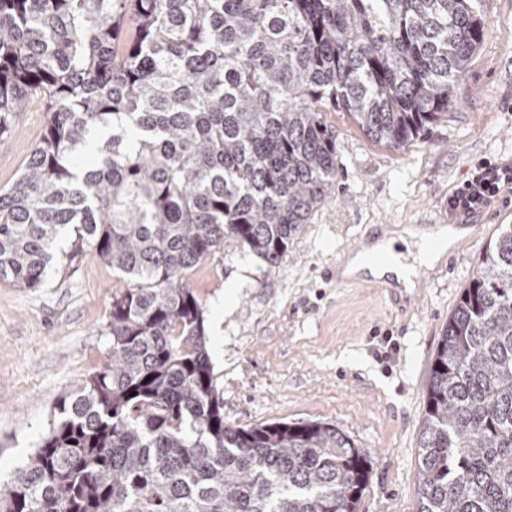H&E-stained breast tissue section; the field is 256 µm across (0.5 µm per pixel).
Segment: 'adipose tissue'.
Instances as JSON below:
<instances>
[{
    "label": "adipose tissue",
    "mask_w": 512,
    "mask_h": 512,
    "mask_svg": "<svg viewBox=\"0 0 512 512\" xmlns=\"http://www.w3.org/2000/svg\"><path fill=\"white\" fill-rule=\"evenodd\" d=\"M464 234V229L445 226L433 231L413 225L397 227L385 232L383 237L365 243L355 254L345 257L340 265V276L347 280H357L367 276L382 278L391 275L394 276L399 287L408 292L413 291L415 288L413 277L407 266L402 265L399 255L394 252L396 243L410 239L416 240L421 246L419 252L421 262L432 266L440 262L448 249L452 248ZM374 254L388 255L389 260L382 265L369 264L368 259Z\"/></svg>",
    "instance_id": "1"
}]
</instances>
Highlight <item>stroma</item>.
<instances>
[{"mask_svg":"<svg viewBox=\"0 0 512 512\" xmlns=\"http://www.w3.org/2000/svg\"><path fill=\"white\" fill-rule=\"evenodd\" d=\"M486 30L455 100L401 148L374 143L343 111L336 178L276 268L228 246L190 276L232 426L335 424L371 461L358 512H417V443L430 362L448 317L481 266L512 205L481 213L474 241L421 268L417 306L391 305L369 281L337 282L326 269L393 224L454 223L448 197L481 158L512 162V0H478ZM46 123L41 100L0 140V188L20 174ZM116 276L95 250L54 267L39 288L0 282V483L47 434L56 401L105 360ZM231 312H223L227 283Z\"/></svg>","mask_w":512,"mask_h":512,"instance_id":"stroma-1","label":"stroma"}]
</instances>
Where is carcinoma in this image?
<instances>
[{
	"instance_id": "cac0c4a2",
	"label": "carcinoma",
	"mask_w": 512,
	"mask_h": 512,
	"mask_svg": "<svg viewBox=\"0 0 512 512\" xmlns=\"http://www.w3.org/2000/svg\"><path fill=\"white\" fill-rule=\"evenodd\" d=\"M475 0H0V281L93 247L120 277L107 361L54 407L0 512H356L370 460L326 422L224 423L187 276L240 244L276 267L327 200L340 108L399 148L448 112ZM418 512H512V225L448 317L424 396ZM46 123L45 106L31 99L16 117L12 133L0 141V188H7L20 174L27 156L35 149Z\"/></svg>"
}]
</instances>
